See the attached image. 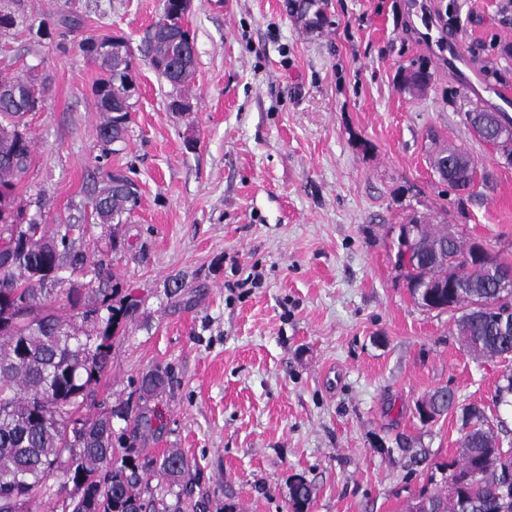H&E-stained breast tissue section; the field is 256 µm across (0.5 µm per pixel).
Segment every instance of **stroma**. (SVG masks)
<instances>
[{
  "instance_id": "stroma-1",
  "label": "stroma",
  "mask_w": 512,
  "mask_h": 512,
  "mask_svg": "<svg viewBox=\"0 0 512 512\" xmlns=\"http://www.w3.org/2000/svg\"><path fill=\"white\" fill-rule=\"evenodd\" d=\"M328 0L308 27L288 0H193L191 108L144 61L125 139L104 153L92 93L99 69L81 37L124 35L137 48L161 0H27L36 23L84 21L67 41L0 38V77L35 67L42 108L27 117L31 165L19 189L47 230L78 225L76 246L106 258L120 324L91 413L116 418L136 463L170 449L193 470L186 488L150 482L167 512H290L289 484L313 489L309 512H408L435 463L455 459V413L421 422L434 390L485 409L512 442V406H495L512 361L476 358L450 313L415 303L396 266L400 225L449 233L512 257V164L477 140L473 108L512 105V0ZM455 30L462 54L437 49ZM427 68L424 93L405 78ZM477 160L473 195L431 167L441 147ZM137 184L128 223L85 208L106 172ZM168 369L166 392L140 399L141 377Z\"/></svg>"
}]
</instances>
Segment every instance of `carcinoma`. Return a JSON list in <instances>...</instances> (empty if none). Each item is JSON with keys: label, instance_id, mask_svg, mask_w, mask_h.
Instances as JSON below:
<instances>
[{"label": "carcinoma", "instance_id": "obj_1", "mask_svg": "<svg viewBox=\"0 0 512 512\" xmlns=\"http://www.w3.org/2000/svg\"><path fill=\"white\" fill-rule=\"evenodd\" d=\"M326 0H289L296 15L321 26L326 20ZM28 26L33 37L56 33L68 36L80 31L83 20L64 14L49 29L26 24L23 0H0V37ZM192 39L177 4L162 5L157 20L144 39L142 54L148 65L165 64L158 74L177 96L189 88L196 68V55L189 49ZM79 48L97 63L101 77L94 85L99 110L106 120L99 137L108 145L123 141L133 103L125 102L124 85L133 69L134 53L121 36L102 39L87 36ZM46 85L31 71L22 77L0 80V225L13 224L28 206L17 189L28 171L32 141L25 116L44 102ZM471 126L484 132V140L497 143L502 127L512 129L503 116L492 117L479 109L466 113ZM439 175L452 187L471 189L477 166L464 149L440 150L434 161ZM129 177L107 174L106 182L90 201L91 217L102 224H125L138 204V192L129 187ZM24 242L0 246V512H24L46 481L60 477V488L74 486L69 512H147L139 491L149 483L152 471L128 457L117 458L122 444L112 430V418L139 423L118 407L93 417L80 416L94 385L112 359V339L119 324L134 316L135 304L120 307L108 303L100 288L70 283L64 287V270L70 274L104 275V261L88 263L75 248L69 229L49 233L41 224L29 226ZM458 237L429 230L409 255L397 254L399 267L414 301L427 309L451 305L460 342L474 355L507 359L512 356V299L498 288L496 277L473 272L476 287L461 288L453 300L444 294L429 296L425 284L455 276ZM495 303L496 312L484 307ZM168 382V373L156 368L141 378L140 397L151 399ZM438 415L458 412L463 434L458 459L436 465L446 473L444 488H422L419 497L434 502L432 512H512V494H505L496 470L512 471V448L501 449L498 435L484 409L458 406L454 392L440 388L431 393ZM81 423L83 437L69 435L70 424ZM157 472L171 483H179L192 464L182 452L165 454ZM310 485L295 479L290 486L293 512H308Z\"/></svg>", "mask_w": 512, "mask_h": 512}]
</instances>
